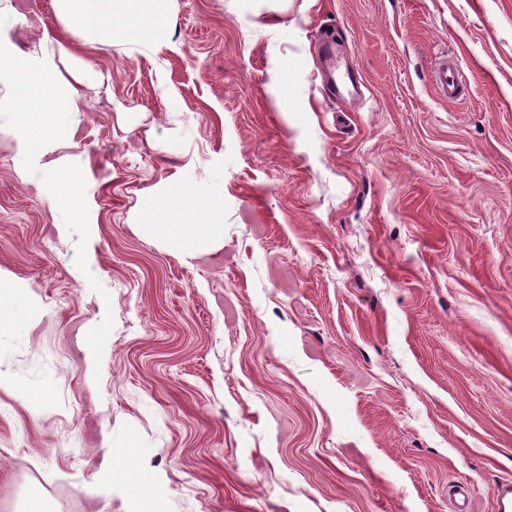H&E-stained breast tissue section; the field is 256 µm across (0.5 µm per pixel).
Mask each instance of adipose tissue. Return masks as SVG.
<instances>
[{
    "label": "adipose tissue",
    "instance_id": "1",
    "mask_svg": "<svg viewBox=\"0 0 512 512\" xmlns=\"http://www.w3.org/2000/svg\"><path fill=\"white\" fill-rule=\"evenodd\" d=\"M168 3L169 0H55L67 31L83 41L100 34L109 37L116 31L153 40L169 23ZM146 229L178 253L194 258L220 247L224 226L215 201L178 186L153 203Z\"/></svg>",
    "mask_w": 512,
    "mask_h": 512
}]
</instances>
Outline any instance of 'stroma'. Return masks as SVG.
<instances>
[{"label":"stroma","instance_id":"1","mask_svg":"<svg viewBox=\"0 0 512 512\" xmlns=\"http://www.w3.org/2000/svg\"><path fill=\"white\" fill-rule=\"evenodd\" d=\"M81 43L54 0L0 39L82 112L51 156L78 237L0 125V512H495L512 482V0H170ZM330 34L353 79L320 90ZM466 88L441 96L438 61ZM222 203L195 260L139 231ZM98 280L104 294L90 286ZM114 328L101 364L86 337ZM111 481L112 492L99 487Z\"/></svg>","mask_w":512,"mask_h":512}]
</instances>
